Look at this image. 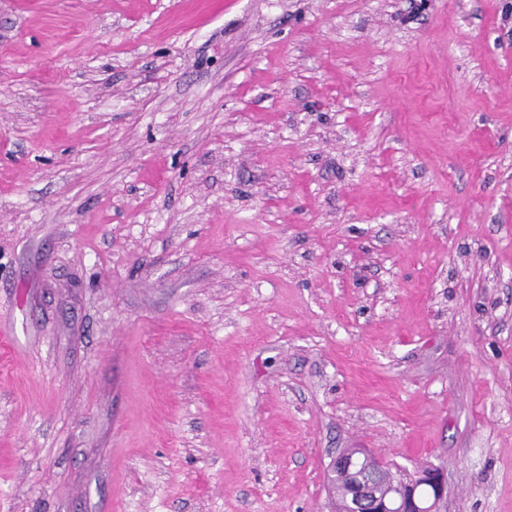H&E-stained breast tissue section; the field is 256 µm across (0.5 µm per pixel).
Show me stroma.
Here are the masks:
<instances>
[{"label": "stroma", "mask_w": 512, "mask_h": 512, "mask_svg": "<svg viewBox=\"0 0 512 512\" xmlns=\"http://www.w3.org/2000/svg\"><path fill=\"white\" fill-rule=\"evenodd\" d=\"M0 512H512V0H0ZM391 468L385 458L376 452L363 448H354L339 454L331 464L333 470L354 477L349 492V481L346 476L336 475L333 489L336 490L338 501L346 498L341 505V512H439L438 503L443 499L446 488L442 471L428 468L416 472L414 478H404L400 470L396 471L400 480L397 492L389 500H380L375 492L377 482L363 478L365 470L378 474L376 467ZM365 467V470L362 468ZM392 470V468H391ZM429 485L431 493L426 501L417 500L418 487ZM369 509L370 511H366Z\"/></svg>", "instance_id": "stroma-1"}]
</instances>
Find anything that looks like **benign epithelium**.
Wrapping results in <instances>:
<instances>
[{"instance_id":"benign-epithelium-1","label":"benign epithelium","mask_w":512,"mask_h":512,"mask_svg":"<svg viewBox=\"0 0 512 512\" xmlns=\"http://www.w3.org/2000/svg\"><path fill=\"white\" fill-rule=\"evenodd\" d=\"M378 466L388 468L390 464L382 455L363 448L344 451L334 459L333 470L353 476L351 492L341 505V512H438L437 505L446 492L442 471L428 468L408 479L398 470L400 486L395 496L381 500L375 492L376 482L364 478L365 471L375 474ZM424 484L431 487V493L427 500L419 501L418 487Z\"/></svg>"}]
</instances>
